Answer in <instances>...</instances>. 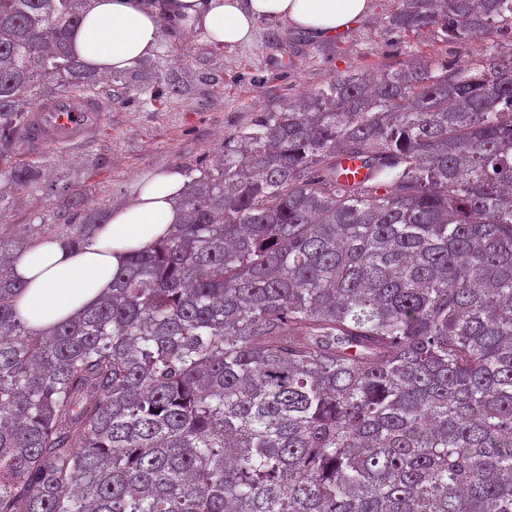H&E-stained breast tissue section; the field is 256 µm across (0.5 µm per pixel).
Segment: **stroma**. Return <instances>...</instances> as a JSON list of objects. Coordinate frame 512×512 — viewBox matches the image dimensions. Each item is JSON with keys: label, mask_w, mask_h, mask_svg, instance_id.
<instances>
[{"label": "stroma", "mask_w": 512, "mask_h": 512, "mask_svg": "<svg viewBox=\"0 0 512 512\" xmlns=\"http://www.w3.org/2000/svg\"><path fill=\"white\" fill-rule=\"evenodd\" d=\"M393 0H373L369 15L354 22L347 38L319 35L262 21L254 42L229 47L193 29L163 27L156 51L136 68L140 81L122 95L98 85L95 94L111 110L105 131L67 147L28 145L16 163L38 167V187L13 192L0 212V227L76 222L74 196L112 209L165 168L188 170L224 151V140L257 112L317 89L350 69L377 72L410 60L457 61L461 51L430 32L393 36L380 17ZM176 77L180 91L161 94L155 80Z\"/></svg>", "instance_id": "obj_1"}]
</instances>
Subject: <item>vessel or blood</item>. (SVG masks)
<instances>
[{
	"label": "vessel or blood",
	"mask_w": 512,
	"mask_h": 512,
	"mask_svg": "<svg viewBox=\"0 0 512 512\" xmlns=\"http://www.w3.org/2000/svg\"><path fill=\"white\" fill-rule=\"evenodd\" d=\"M106 120V108L96 97L76 93L38 108L26 136L38 144L62 146L96 132Z\"/></svg>",
	"instance_id": "b4317fda"
}]
</instances>
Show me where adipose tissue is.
Instances as JSON below:
<instances>
[{
  "mask_svg": "<svg viewBox=\"0 0 512 512\" xmlns=\"http://www.w3.org/2000/svg\"><path fill=\"white\" fill-rule=\"evenodd\" d=\"M371 6L372 0H92L70 33V46L86 66L106 76L151 54L166 24L194 25L210 42L233 47L250 43L261 21L331 36ZM184 183L181 171H162L130 203L112 209L81 250L47 238L20 257L14 272L25 288L17 306L29 325L51 327L105 294L132 252L146 249L179 222L175 202Z\"/></svg>",
  "mask_w": 512,
  "mask_h": 512,
  "instance_id": "1",
  "label": "adipose tissue"
}]
</instances>
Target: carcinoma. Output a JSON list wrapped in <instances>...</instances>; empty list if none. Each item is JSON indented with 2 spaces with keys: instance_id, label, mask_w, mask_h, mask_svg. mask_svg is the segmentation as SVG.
<instances>
[{
  "instance_id": "obj_1",
  "label": "carcinoma",
  "mask_w": 512,
  "mask_h": 512,
  "mask_svg": "<svg viewBox=\"0 0 512 512\" xmlns=\"http://www.w3.org/2000/svg\"><path fill=\"white\" fill-rule=\"evenodd\" d=\"M90 0H0V177L99 83ZM478 58L343 71L196 168L166 237L38 332L0 230V512H512V0H395ZM360 163L351 177L344 161Z\"/></svg>"
}]
</instances>
